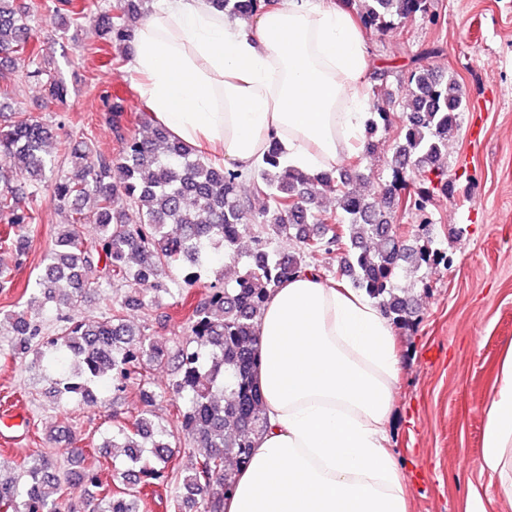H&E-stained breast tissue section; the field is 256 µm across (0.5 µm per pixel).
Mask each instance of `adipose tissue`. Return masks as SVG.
<instances>
[{
    "label": "adipose tissue",
    "instance_id": "1",
    "mask_svg": "<svg viewBox=\"0 0 512 512\" xmlns=\"http://www.w3.org/2000/svg\"><path fill=\"white\" fill-rule=\"evenodd\" d=\"M129 71L157 122L240 172L270 139L310 173L347 156L367 118L371 61L338 0H279L231 23L208 0H164ZM268 426L224 512H406L385 447L399 359L378 305L317 274L289 279L258 321ZM482 467L512 498V351L486 402Z\"/></svg>",
    "mask_w": 512,
    "mask_h": 512
}]
</instances>
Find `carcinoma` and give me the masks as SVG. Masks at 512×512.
Segmentation results:
<instances>
[{"label": "carcinoma", "mask_w": 512, "mask_h": 512, "mask_svg": "<svg viewBox=\"0 0 512 512\" xmlns=\"http://www.w3.org/2000/svg\"><path fill=\"white\" fill-rule=\"evenodd\" d=\"M233 19L250 20L273 0H209ZM364 25L377 30L417 15L433 20L430 0H347ZM35 0H0V55L22 67L0 68V97L16 81L40 78L45 67L32 49L29 22ZM58 11L79 26L85 7L78 0H59ZM150 12V0H116L95 16L102 43L115 50L113 64L124 65L135 30ZM438 53L427 49L413 59L397 138L392 145L391 181L382 196L392 198L409 183L405 210L417 220L412 240L377 196L352 188L363 178L357 165L331 167L310 174L282 159L272 141L262 160L244 176L195 153L172 137L149 113L138 122L151 127L149 138L133 130L125 101L103 97L105 120L119 144L117 157L97 149L81 133L51 150L49 127L25 112H5L0 102V157L26 167L32 193L51 190L62 207H70V223L62 226L45 256L33 288L42 300L29 298L36 311L7 314L11 327L10 356L34 350L51 356L55 372L51 396L79 404L105 403L98 386L112 381L118 392L132 397L129 419L112 425L111 438L93 453L76 451L62 466L53 455L24 458L19 473L0 481V512H62L66 490L88 485L101 489L92 512H143L148 502L137 486L173 490V512H223L224 497L234 488L236 474L250 461L255 440L267 418L254 376L258 363L257 317L269 294L282 282L318 270L317 257L336 258V273L377 300L382 313L400 328L412 323L410 302L398 287L400 274L448 265V252L436 247L433 236L437 202L453 195L448 174V138L458 128L465 106L458 81L426 60ZM391 71L370 76L372 106L364 133L354 144L356 160L376 152L379 132L395 123L392 101L382 100ZM70 97L66 81L56 75L45 82V99L63 105ZM120 164L124 178L112 180ZM13 169L0 164V253L21 264L28 256L39 212L13 185ZM266 200L256 213L252 200ZM98 227L89 241L83 226ZM176 232L166 231L169 225ZM245 236L253 246L244 270L234 283L201 282L216 263L236 268L235 246ZM276 239L296 243L293 252L276 256L269 246ZM178 269L188 286L203 283L204 297L181 326L185 333L174 350L157 345L141 329L127 323V313L145 306L137 286L152 285L174 296L164 281ZM122 285L129 288L96 320L70 314L86 294ZM55 307L54 328L44 330L38 314ZM171 361L174 377L164 388L154 382L148 365ZM173 397L174 414L162 425L153 420L157 399ZM184 444L190 466H171L173 446ZM123 452L122 467L113 468L114 490L100 483L111 449Z\"/></svg>", "instance_id": "obj_1"}]
</instances>
